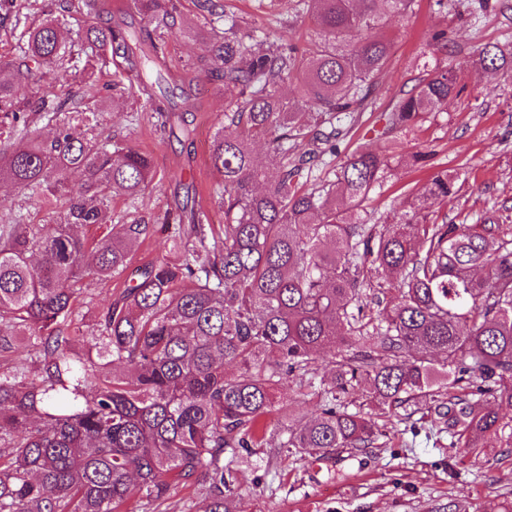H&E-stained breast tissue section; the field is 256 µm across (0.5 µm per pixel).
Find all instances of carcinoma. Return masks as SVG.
I'll use <instances>...</instances> for the list:
<instances>
[{
    "mask_svg": "<svg viewBox=\"0 0 512 512\" xmlns=\"http://www.w3.org/2000/svg\"><path fill=\"white\" fill-rule=\"evenodd\" d=\"M54 2L55 15L23 33V59L0 80V181L61 201L51 224L0 216V512H163L179 485L193 490L195 512H231L242 499L238 468L260 453L258 421L276 410L288 378L313 417L283 426L280 447L312 463L384 435L357 408L361 388L397 418L434 411L464 454L512 444L500 415L512 409V224L492 215L450 224L431 211L459 192L446 170L408 193L404 211L373 223L368 202L392 169L382 146L356 147L334 179L312 186L346 137L334 119L364 109L389 60L390 41L368 32L414 0H299L321 37L310 54L295 45L255 53L254 31L230 18L224 0H199L205 23L227 21L222 38L202 37L193 63L218 70L232 92L210 151L224 183V237H209L207 214L183 207L181 262L139 268L87 333L79 284L122 275L154 229L143 216L112 223V197L141 195L155 165L98 131L94 70L78 72L85 94L73 107L45 97L29 75L71 54L64 28L73 14L104 17L87 42L122 59L167 123L172 107L154 98L153 67L178 17L168 0H139L154 38L127 25L124 3ZM21 9L0 0V27ZM509 65L504 46L474 54L478 72ZM290 79L300 86L293 101L278 89ZM462 91L448 66H434L392 103L378 138L414 128ZM33 114L54 123L48 135L27 132ZM257 140L268 146L263 166ZM77 170L85 179L73 192ZM76 227L105 234L91 240Z\"/></svg>",
    "mask_w": 512,
    "mask_h": 512,
    "instance_id": "carcinoma-1",
    "label": "carcinoma"
}]
</instances>
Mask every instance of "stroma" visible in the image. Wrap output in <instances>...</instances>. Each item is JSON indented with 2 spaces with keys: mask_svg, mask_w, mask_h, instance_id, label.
Segmentation results:
<instances>
[{
  "mask_svg": "<svg viewBox=\"0 0 512 512\" xmlns=\"http://www.w3.org/2000/svg\"><path fill=\"white\" fill-rule=\"evenodd\" d=\"M226 2L240 27L255 30L256 49L289 43L311 50L317 46L310 19L296 14L297 0ZM478 3L444 0L439 8L433 0H416L413 13L392 18L383 30L392 41L388 64L374 80L369 105L350 122L342 150L361 143L376 145L377 132L384 126L382 112L414 85L424 68L448 65L464 91L421 127L390 135L388 145L396 163L371 201L379 215L401 210L408 192L422 190L434 172L445 170L457 177L461 190L454 199L436 201L434 210L456 223L477 224L490 213L501 223L512 224V67L479 73L472 66L481 45L512 43V0H489L483 11ZM54 9L53 0H29L19 29L0 30V60L19 61L24 51L22 28L46 19ZM439 28L448 31L444 53L434 52L427 43L429 31ZM202 49L201 42L178 33L167 39L157 89L178 105L179 120L171 126L161 125L137 81L123 73L118 60H111L101 77L110 86L100 114L105 134L151 155L156 168L155 180L144 194L112 201L113 223L141 215L155 224L154 232L135 248L136 268L178 260L170 241L174 226L166 217L180 202L190 200L209 211L215 233L224 229L221 178L209 163L213 136L224 117V86L210 74L192 70ZM83 64V57H76L36 83L49 98L79 102L83 89L74 72ZM186 92L191 95L187 107L181 104ZM419 148L432 153L430 165H405L404 156ZM0 212L23 224H47L53 217L51 207L6 183H0ZM280 421L276 412L265 420L263 450L271 456L269 468L244 466L238 472L242 512H444L452 501L461 512H486L512 505V447L461 455L441 437L444 423L436 414L414 415L412 433L390 421L381 447L356 453L339 450L314 464L280 448Z\"/></svg>",
  "mask_w": 512,
  "mask_h": 512,
  "instance_id": "stroma-1",
  "label": "stroma"
}]
</instances>
